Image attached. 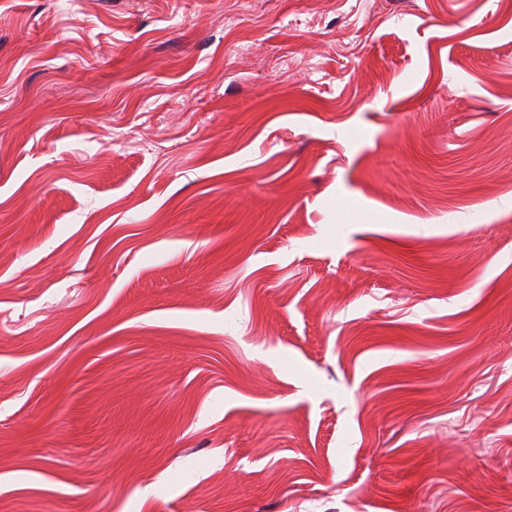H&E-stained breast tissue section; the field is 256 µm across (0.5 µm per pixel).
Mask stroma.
<instances>
[{"instance_id":"35a3bbf8","label":"stroma","mask_w":512,"mask_h":512,"mask_svg":"<svg viewBox=\"0 0 512 512\" xmlns=\"http://www.w3.org/2000/svg\"><path fill=\"white\" fill-rule=\"evenodd\" d=\"M512 0H0V512H512Z\"/></svg>"}]
</instances>
